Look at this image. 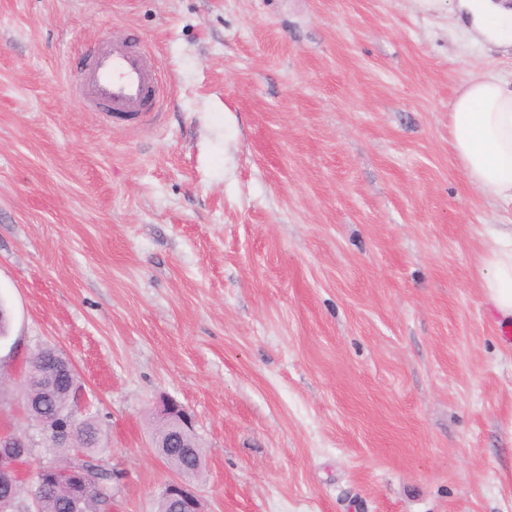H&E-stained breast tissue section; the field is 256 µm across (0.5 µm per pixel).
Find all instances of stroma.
<instances>
[{
    "label": "stroma",
    "instance_id": "stroma-1",
    "mask_svg": "<svg viewBox=\"0 0 512 512\" xmlns=\"http://www.w3.org/2000/svg\"><path fill=\"white\" fill-rule=\"evenodd\" d=\"M162 65L158 116L67 84L93 42ZM512 49L448 0H0V425L32 353L72 362L112 512L196 419L206 512H512V335L448 108ZM158 415L162 421H171L177 424L180 433L168 439L166 448H159L153 442L154 448L166 455L167 460L177 472L186 474L193 481L201 477V462L193 453L181 448L182 434H194V419L192 415L173 399L163 398L160 402Z\"/></svg>",
    "mask_w": 512,
    "mask_h": 512
}]
</instances>
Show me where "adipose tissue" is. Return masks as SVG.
I'll list each match as a JSON object with an SVG mask.
<instances>
[{"label": "adipose tissue", "instance_id": "obj_1", "mask_svg": "<svg viewBox=\"0 0 512 512\" xmlns=\"http://www.w3.org/2000/svg\"><path fill=\"white\" fill-rule=\"evenodd\" d=\"M453 11L474 42L512 44V0H454ZM452 151L481 196L512 213V79L486 71L453 98L448 112ZM481 289L497 324L512 325V224L487 225Z\"/></svg>", "mask_w": 512, "mask_h": 512}]
</instances>
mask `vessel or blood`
I'll use <instances>...</instances> for the list:
<instances>
[{
	"label": "vessel or blood",
	"mask_w": 512,
	"mask_h": 512,
	"mask_svg": "<svg viewBox=\"0 0 512 512\" xmlns=\"http://www.w3.org/2000/svg\"><path fill=\"white\" fill-rule=\"evenodd\" d=\"M83 86L102 110L115 115L147 114L161 105L159 67L128 41L101 42L85 55Z\"/></svg>",
	"instance_id": "1"
}]
</instances>
